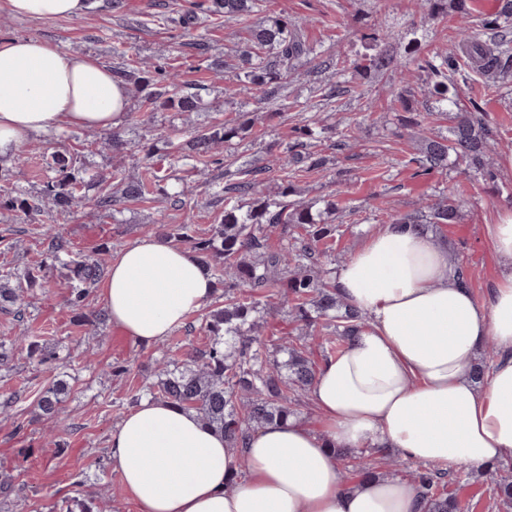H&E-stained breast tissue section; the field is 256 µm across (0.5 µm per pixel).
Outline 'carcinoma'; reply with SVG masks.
Instances as JSON below:
<instances>
[{
  "label": "carcinoma",
  "instance_id": "1",
  "mask_svg": "<svg viewBox=\"0 0 512 512\" xmlns=\"http://www.w3.org/2000/svg\"><path fill=\"white\" fill-rule=\"evenodd\" d=\"M258 2L212 0V7L223 14L224 20L239 21ZM503 18H512V0H506L498 15L485 17L478 24L463 15L455 49L436 50L418 63L432 83L435 109H456L449 135L423 139L422 171L442 172L448 169V160L453 157L465 165L462 173L478 172L485 179L494 180L490 130L485 118L476 110L460 107L457 94L449 93V87L454 85L460 52L464 63L483 75L488 86L496 87L503 80L509 71L504 63L512 48L503 42L489 44L481 39L483 32L499 28ZM305 28V24L284 16L248 27L236 63H226L224 67L238 70L246 83L270 98L308 62L311 48ZM393 65V57L379 43L365 57V68L370 70L384 72ZM115 73L126 84L147 91L146 103L152 112L174 109L191 114L202 108L199 89H185L174 72L154 70L138 61L117 68ZM251 122L250 113L241 112L235 121L212 127L194 141V158L220 162V150L249 129ZM315 135L314 128L303 126L292 145L272 155L273 162L286 168L290 162L303 160L312 169L323 167L326 157L312 150ZM103 144L120 154L127 141L122 131L115 129L105 134ZM73 168L71 156L55 154L53 176L39 195L22 199L11 196L1 199L0 205L20 210L31 224L44 223L43 216L50 208L70 211L84 190ZM227 176L236 177L231 187L233 196L224 197V215L211 233L200 232L190 218L184 224L159 225V235L181 242L197 254L229 299L205 321L204 330L211 336V342L203 349L188 350L182 368L176 360L162 362L158 381L145 387V391L153 398L157 396L178 408L195 411L204 424L224 436L229 447L239 448L259 427L297 416L300 397L316 379L314 353L318 351L324 357L338 354L360 317L336 292L331 271L318 257V243L332 236L334 227L321 218V213H313L315 203L288 200L294 189L286 181L275 193L268 194L250 171L238 170ZM161 181L163 177L148 165L144 175L123 184L121 195L144 199L160 190ZM457 212L455 190L450 189L442 199L409 213L392 214L390 219L393 224H412L424 231L431 224L454 223ZM296 227L303 228L305 235L294 248L273 250L268 246L267 239L272 233L277 231L285 236ZM47 233L52 256L71 273L73 286L67 302L83 309L88 290L104 275L106 260L100 253L75 257L69 241L53 226L47 227ZM10 279L9 273L0 276V311L12 312L21 321L25 315L24 291L21 287H10ZM276 304L288 307L293 320L307 328L319 323L329 327L340 321L344 323L343 329L329 331L317 345L305 339L294 344L277 336L265 338L260 313ZM65 393L62 382L41 392L37 406L46 418L60 413ZM452 474L450 469L423 463L409 471L425 512H459L456 497L445 490ZM493 491L497 500L512 503L511 478L493 480Z\"/></svg>",
  "mask_w": 512,
  "mask_h": 512
}]
</instances>
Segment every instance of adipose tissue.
I'll return each instance as SVG.
<instances>
[{
	"mask_svg": "<svg viewBox=\"0 0 512 512\" xmlns=\"http://www.w3.org/2000/svg\"><path fill=\"white\" fill-rule=\"evenodd\" d=\"M86 8L0 0L1 13L30 21ZM128 104L126 84L98 60L39 39H0V159L41 134L112 129ZM486 230L506 270L485 305L459 282L447 248L408 224L376 228L338 267L336 291L361 321L311 388L321 432L273 422L232 448L194 411L141 401L110 439L128 497L142 512H422L409 481L346 485L335 448L390 449L445 468L512 457V209ZM214 293L192 250L151 235L115 255L101 299L112 323L150 345ZM489 341L497 356L479 386L472 370Z\"/></svg>",
	"mask_w": 512,
	"mask_h": 512,
	"instance_id": "ef3b65f1",
	"label": "adipose tissue"
}]
</instances>
